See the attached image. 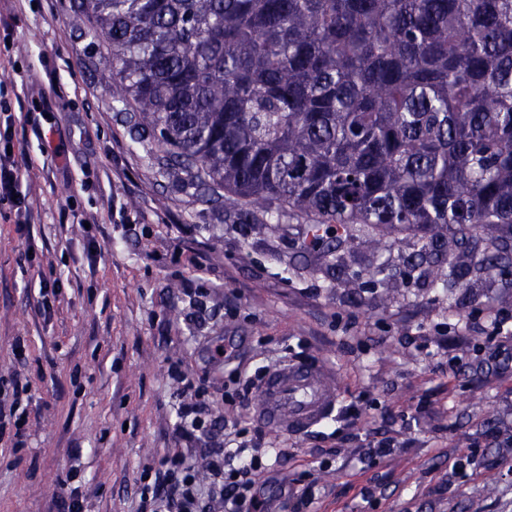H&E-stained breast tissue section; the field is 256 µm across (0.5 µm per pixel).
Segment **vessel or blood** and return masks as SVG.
I'll list each match as a JSON object with an SVG mask.
<instances>
[{"instance_id":"1","label":"vessel or blood","mask_w":512,"mask_h":512,"mask_svg":"<svg viewBox=\"0 0 512 512\" xmlns=\"http://www.w3.org/2000/svg\"><path fill=\"white\" fill-rule=\"evenodd\" d=\"M336 400L332 371L318 363L287 364L266 375L256 417L273 432L297 435L327 420Z\"/></svg>"}]
</instances>
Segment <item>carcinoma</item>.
Segmentation results:
<instances>
[{"label": "carcinoma", "mask_w": 512, "mask_h": 512, "mask_svg": "<svg viewBox=\"0 0 512 512\" xmlns=\"http://www.w3.org/2000/svg\"><path fill=\"white\" fill-rule=\"evenodd\" d=\"M87 59L166 176L213 210L362 224L407 264L512 265V0H72Z\"/></svg>", "instance_id": "carcinoma-1"}]
</instances>
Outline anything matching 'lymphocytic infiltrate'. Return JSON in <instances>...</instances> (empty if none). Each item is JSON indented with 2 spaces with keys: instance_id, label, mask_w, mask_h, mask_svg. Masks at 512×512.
I'll list each match as a JSON object with an SVG mask.
<instances>
[{
  "instance_id": "obj_1",
  "label": "lymphocytic infiltrate",
  "mask_w": 512,
  "mask_h": 512,
  "mask_svg": "<svg viewBox=\"0 0 512 512\" xmlns=\"http://www.w3.org/2000/svg\"><path fill=\"white\" fill-rule=\"evenodd\" d=\"M11 128L0 131V203L10 204L16 223L31 220V206L21 191L22 157L14 150ZM176 435L181 442L209 437V404L204 390H197L193 400L181 403ZM245 445L227 448L213 445L204 449L206 465L214 489L203 492L194 463L181 447L161 457L154 483L141 491V512H270V502L254 489L255 478L264 464L277 467L287 461L286 452L278 451L269 460L246 456Z\"/></svg>"
}]
</instances>
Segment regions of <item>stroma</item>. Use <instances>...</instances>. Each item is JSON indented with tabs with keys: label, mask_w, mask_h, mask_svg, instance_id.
I'll list each match as a JSON object with an SVG mask.
<instances>
[{
	"label": "stroma",
	"mask_w": 512,
	"mask_h": 512,
	"mask_svg": "<svg viewBox=\"0 0 512 512\" xmlns=\"http://www.w3.org/2000/svg\"><path fill=\"white\" fill-rule=\"evenodd\" d=\"M14 16L0 74L31 190V223L0 218V512H58L78 488L82 512H137L152 467L174 447L176 410L206 388L214 442L247 429L304 461L258 477L287 504L312 486L311 512H512V280L473 274L468 291L407 273L421 242L392 234L374 248L356 232L331 267L301 246V221L235 224L172 188L149 145L134 143L112 93L85 65L70 0H0ZM48 116L35 135L29 96ZM375 288L342 279L372 266ZM60 279L42 298L37 276ZM226 355L214 360L213 344ZM321 362L338 389L331 418L309 432L266 430L253 412L261 376L280 357ZM27 411L16 447L12 402ZM388 457L366 460L370 439Z\"/></svg>",
	"instance_id": "35a3bbf8"
}]
</instances>
